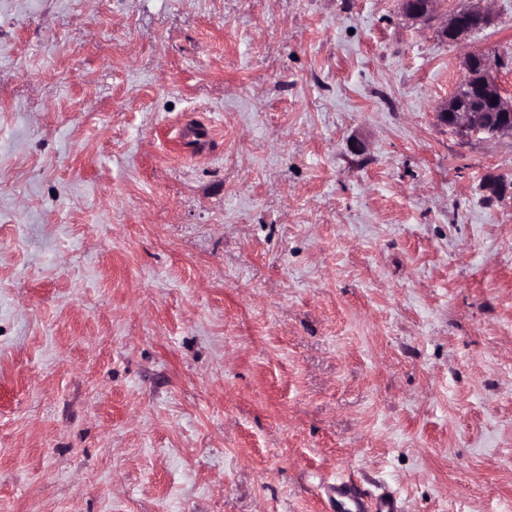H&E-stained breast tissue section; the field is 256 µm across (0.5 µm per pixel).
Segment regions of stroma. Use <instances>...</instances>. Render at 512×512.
Here are the masks:
<instances>
[{
	"instance_id": "stroma-1",
	"label": "stroma",
	"mask_w": 512,
	"mask_h": 512,
	"mask_svg": "<svg viewBox=\"0 0 512 512\" xmlns=\"http://www.w3.org/2000/svg\"><path fill=\"white\" fill-rule=\"evenodd\" d=\"M487 6L0 0V512H512V137L435 117L512 96ZM403 14L411 20L430 22L437 16L438 0H398ZM440 26V32L448 31L455 36V41H461L470 31L491 24L492 17L488 9L472 7L453 12ZM472 56L467 55L463 63V72L458 84L459 88L468 89L489 103L494 112H500V120L495 124L492 134L512 135V99L502 91L492 74V64L487 56L480 57V77L473 80L471 74ZM326 496L336 512H398L393 495L382 493L369 496L362 493L351 478L329 484L325 488Z\"/></svg>"
}]
</instances>
